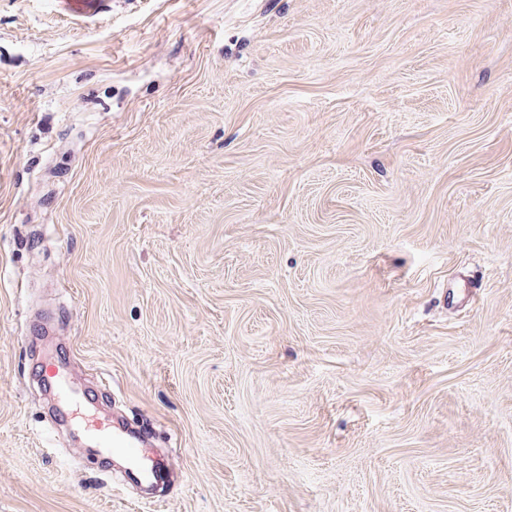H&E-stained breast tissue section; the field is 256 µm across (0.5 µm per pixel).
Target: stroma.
Segmentation results:
<instances>
[{"instance_id": "35a3bbf8", "label": "stroma", "mask_w": 512, "mask_h": 512, "mask_svg": "<svg viewBox=\"0 0 512 512\" xmlns=\"http://www.w3.org/2000/svg\"><path fill=\"white\" fill-rule=\"evenodd\" d=\"M0 512H512V0H0ZM40 376L48 383L53 396L63 405L62 413L66 417L73 416L88 427L89 437L96 441V450L102 459L112 456L123 458L132 472L154 479L159 477L160 463L155 461L150 448L140 444V439L124 433L119 427L99 419L94 410L87 404L70 405L71 399L61 367L52 360H46L40 368Z\"/></svg>"}]
</instances>
